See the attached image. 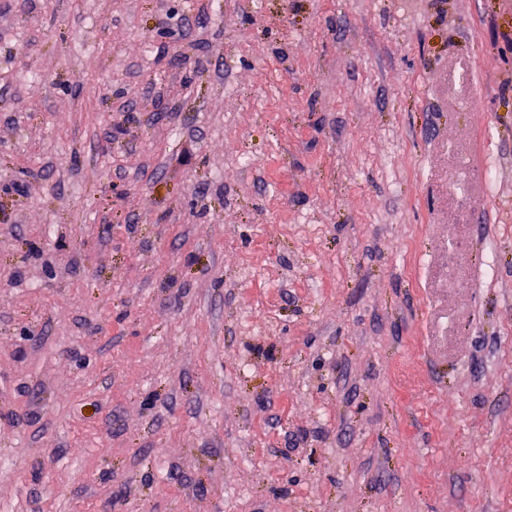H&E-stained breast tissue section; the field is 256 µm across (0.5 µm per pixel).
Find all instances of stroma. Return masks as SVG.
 Masks as SVG:
<instances>
[{
  "label": "stroma",
  "mask_w": 512,
  "mask_h": 512,
  "mask_svg": "<svg viewBox=\"0 0 512 512\" xmlns=\"http://www.w3.org/2000/svg\"><path fill=\"white\" fill-rule=\"evenodd\" d=\"M0 512H512V0H0Z\"/></svg>",
  "instance_id": "35a3bbf8"
}]
</instances>
